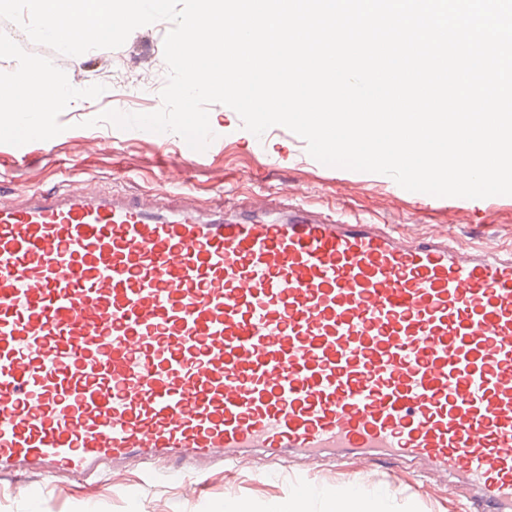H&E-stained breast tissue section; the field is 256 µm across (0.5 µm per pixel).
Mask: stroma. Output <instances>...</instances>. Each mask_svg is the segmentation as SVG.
Returning a JSON list of instances; mask_svg holds the SVG:
<instances>
[{
	"label": "stroma",
	"instance_id": "obj_1",
	"mask_svg": "<svg viewBox=\"0 0 512 512\" xmlns=\"http://www.w3.org/2000/svg\"><path fill=\"white\" fill-rule=\"evenodd\" d=\"M169 29L158 22L141 26L119 48L71 58L25 35L19 43L59 68L74 64L92 85L105 64L133 69L162 58ZM160 107L131 92L71 102L58 118L64 130L56 137L27 143L21 154L15 146L0 144V188L6 197L19 199L66 179L113 186L130 195L172 192L176 203L202 208L219 199L228 207L246 206L260 196L273 207L291 202L326 214L336 211L351 221L393 224L411 239L442 234L465 246L512 247V196L435 197L407 191L377 173L327 167L288 128L277 125L255 136L222 104L208 111L211 125L223 128L224 139L202 159L192 158L185 140L172 132L88 124L108 110L149 113ZM201 481V490L194 493L176 483L152 481L147 468L136 466L115 483L103 480L88 487L60 474L49 476L30 495L6 479L0 481V512H278L287 504L300 512H331L341 487L386 512H464L468 492L464 484L448 488L442 478L424 476L395 459L321 457L306 472L290 454L281 457L273 476L260 467L228 472L216 466Z\"/></svg>",
	"mask_w": 512,
	"mask_h": 512
}]
</instances>
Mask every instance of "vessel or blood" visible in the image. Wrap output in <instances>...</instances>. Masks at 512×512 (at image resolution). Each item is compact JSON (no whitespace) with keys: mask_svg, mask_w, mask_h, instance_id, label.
Segmentation results:
<instances>
[{"mask_svg":"<svg viewBox=\"0 0 512 512\" xmlns=\"http://www.w3.org/2000/svg\"><path fill=\"white\" fill-rule=\"evenodd\" d=\"M359 454L512 512V249L290 204L0 200V478Z\"/></svg>","mask_w":512,"mask_h":512,"instance_id":"vessel-or-blood-1","label":"vessel or blood"}]
</instances>
